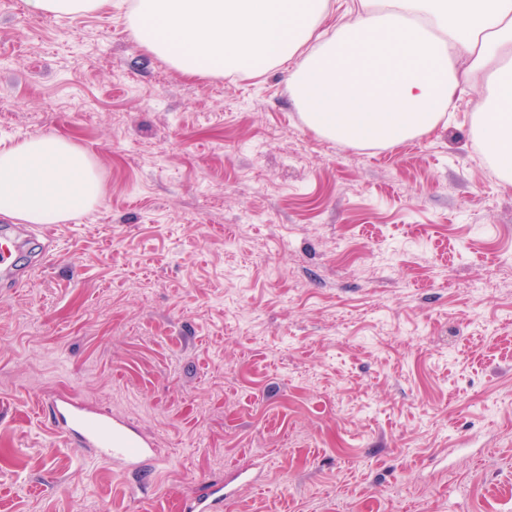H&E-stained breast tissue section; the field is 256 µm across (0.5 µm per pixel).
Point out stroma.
<instances>
[{
    "label": "stroma",
    "instance_id": "stroma-1",
    "mask_svg": "<svg viewBox=\"0 0 512 512\" xmlns=\"http://www.w3.org/2000/svg\"><path fill=\"white\" fill-rule=\"evenodd\" d=\"M129 0H0V143L57 134L103 197L0 288V512H512V187L470 92L431 135L345 147L288 71L189 77ZM68 392L155 440L148 479L69 447ZM34 15L74 16L97 9L99 0H25ZM236 490L233 481H227L224 486L217 487L200 497L192 499L185 506L189 512H222L224 499L231 496Z\"/></svg>",
    "mask_w": 512,
    "mask_h": 512
}]
</instances>
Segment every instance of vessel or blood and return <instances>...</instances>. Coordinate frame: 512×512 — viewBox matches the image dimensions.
<instances>
[{"label":"vessel or blood","mask_w":512,"mask_h":512,"mask_svg":"<svg viewBox=\"0 0 512 512\" xmlns=\"http://www.w3.org/2000/svg\"><path fill=\"white\" fill-rule=\"evenodd\" d=\"M39 247V258L51 251V241L44 232H36L25 224L0 226V288H18L31 276L33 267L23 260L26 243ZM55 433L72 446L93 453L121 474H140L157 463L155 443L143 436L126 419L102 413L74 399L56 393L42 403ZM236 490L233 482H225L187 503V512H223L224 501Z\"/></svg>","instance_id":"obj_1"}]
</instances>
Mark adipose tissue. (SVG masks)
I'll return each mask as SVG.
<instances>
[{"label":"adipose tissue","mask_w":512,"mask_h":512,"mask_svg":"<svg viewBox=\"0 0 512 512\" xmlns=\"http://www.w3.org/2000/svg\"><path fill=\"white\" fill-rule=\"evenodd\" d=\"M330 0H131L137 42L187 75L249 78L288 66V93L316 135L388 148L448 125L470 91L477 152L512 186V0H358L326 26ZM101 184L70 141L0 148V217L58 224L92 209Z\"/></svg>","instance_id":"ef3b65f1"}]
</instances>
